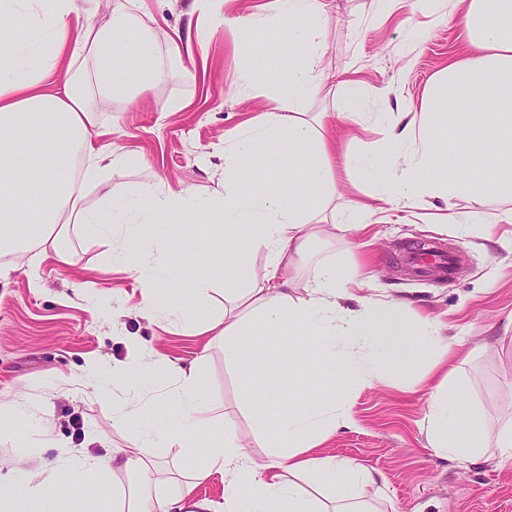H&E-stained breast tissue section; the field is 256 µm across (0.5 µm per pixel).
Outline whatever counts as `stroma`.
<instances>
[{
  "label": "stroma",
  "instance_id": "obj_1",
  "mask_svg": "<svg viewBox=\"0 0 512 512\" xmlns=\"http://www.w3.org/2000/svg\"><path fill=\"white\" fill-rule=\"evenodd\" d=\"M146 6L153 17L148 28L158 64L155 81L123 97L93 100L106 129L96 147L108 151L117 145L130 157L107 174L112 197L130 202L148 183L188 187L205 198L219 195L225 133L287 105L302 32L280 15L277 0H225L228 25L202 30L192 0H146ZM428 13L403 5L384 15L376 0H335L323 24L312 73H349L365 91L363 109L370 118L369 125H353L341 89L309 97L300 106L310 116L326 113L338 150L354 161L350 177L336 185L337 220L346 219L351 204L367 201L374 176L391 162L373 118L381 112H419L436 75L464 51L450 0H437L432 12L437 20L425 31L421 25ZM177 32L201 36L194 45L191 81L167 58L168 40ZM281 42L291 44V52L270 54L265 79L257 90H244L240 75L250 64L246 45ZM428 241L451 249L464 263L453 282L405 272L400 250ZM64 244L73 253L66 268L48 261L35 268L0 256V265L9 270L0 278V408H21L14 418L0 419L1 481L19 479L13 462L23 455L53 467L67 447L102 454L125 446V436L108 427L101 395H114L121 403L148 400L152 421L171 420L161 369L144 373L129 391L112 373L113 362L128 360L132 336L147 342L157 358L201 360L205 401L218 416V429H233L241 437L258 431L257 409L225 362L223 347L208 346L188 322L157 326L141 308L133 274L101 241L73 234ZM328 260L344 272L370 277L376 299L404 301L411 326L441 324L443 338L456 346L441 369H434L432 357H420L360 388L337 383L322 368L320 387L313 390L306 378L320 356L318 347L308 344L307 362L285 353L265 376L286 395L283 412L302 411L318 390L349 396L352 424L337 428L319 451L380 474L379 488L365 492L379 512H512V463L487 455L467 464L436 455L425 430L432 386L443 369L453 372L458 385L452 402L463 440L473 438L469 420L476 413H483L490 426L512 419V223L497 225L494 238L486 240L395 211L388 221L372 222L344 239L319 234L298 274L294 298L305 297L316 267ZM91 360L102 363L95 378L69 385V377ZM39 423L52 432L53 442L39 440Z\"/></svg>",
  "mask_w": 512,
  "mask_h": 512
}]
</instances>
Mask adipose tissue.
Here are the masks:
<instances>
[{"label": "adipose tissue", "instance_id": "obj_1", "mask_svg": "<svg viewBox=\"0 0 512 512\" xmlns=\"http://www.w3.org/2000/svg\"><path fill=\"white\" fill-rule=\"evenodd\" d=\"M99 0H0V23L25 14L39 31V43L19 41L0 33V255L53 257L68 267L73 257L63 239L70 226H82L102 239L117 224L131 225L121 262L133 272L144 310L160 326L172 314L159 290L160 280L183 288L197 311L208 300V280L189 279V272L206 266L221 277L206 247L174 249L169 230L186 227L192 239L222 240L231 235L233 263L243 268L249 255L264 253L262 279L224 290V313L198 319L199 333L224 347V358L238 373L252 400L272 404L281 394L274 386L257 383V372L273 366L280 348L297 347L298 329H306L323 349L337 380L359 386L370 383L377 368H363L347 352L355 347H396L401 356L414 346L400 337L405 319L401 302H381L369 294L368 280L348 276L333 264L321 266L307 287L308 296L292 301L296 273L306 262L309 246L326 223V210L336 195L335 143L322 118L306 119L297 112L268 111L249 126L224 138V193L201 199L190 189L142 187L134 208L112 205L101 210L82 206L85 186L101 182L104 173L127 161L124 152L95 150V112L89 93L72 78L57 79L61 64L91 62L99 93L117 97L130 87H146L156 77L149 47L143 0H117L106 25L90 23ZM459 16L465 56L450 59L428 91L432 101L447 103L437 119H413L404 112H382L377 125L382 140L395 144L403 162L394 164L374 193L370 205L355 206L348 222L334 225L335 236L346 237L390 210L418 208L432 199L443 200L440 223L457 225L462 235L480 233L489 239L496 224L512 223V0H452ZM80 22L69 37L72 22ZM136 52L141 60L135 77L124 74L119 48ZM312 52L299 53L288 94L297 102L317 94L325 85H352L345 73L309 77ZM448 134L450 157L437 178L428 172L436 164L431 146L439 132ZM272 145L287 146L282 160L269 156ZM265 159L267 176L281 165L299 168L300 178L288 192L256 193L248 183L257 159ZM496 197L511 207L495 222L474 227L470 213L458 210L459 199L476 206ZM27 228L18 237L16 225ZM150 236L158 253L169 255L163 269L144 260L141 236ZM357 298L358 308L345 307ZM171 383V422L152 425L142 402L113 409L112 426L128 443L103 454L65 453L64 462L45 477L0 482V512H58L61 500L73 498L83 512H373L353 496L329 497L339 485H377L375 471L347 459L318 455L322 441L336 428L351 424L347 399L320 395L300 412L279 417L273 424L274 447L262 463H254L234 431L210 436L208 407L203 400L199 361H165ZM453 377L443 376L429 404L428 442L438 453L462 462L476 451L463 447L451 430L449 398ZM204 456H196L197 447ZM184 452L186 480L174 494L158 490L157 451ZM224 476V499L195 497L198 485L212 474ZM111 483L109 497L97 495L91 477Z\"/></svg>", "mask_w": 512, "mask_h": 512}]
</instances>
